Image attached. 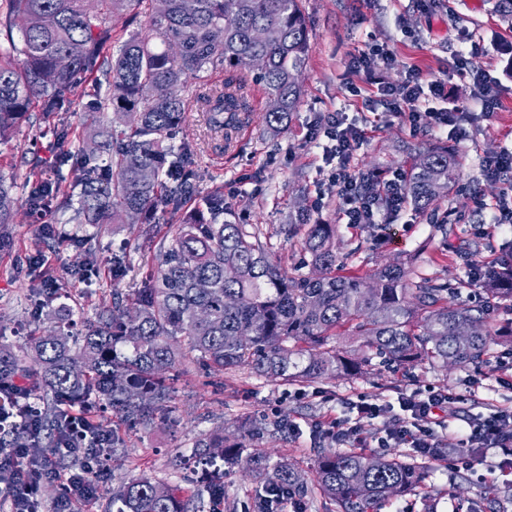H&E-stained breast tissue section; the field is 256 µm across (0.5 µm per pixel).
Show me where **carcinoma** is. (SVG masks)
<instances>
[{"label":"carcinoma","mask_w":512,"mask_h":512,"mask_svg":"<svg viewBox=\"0 0 512 512\" xmlns=\"http://www.w3.org/2000/svg\"><path fill=\"white\" fill-rule=\"evenodd\" d=\"M0 10V145L13 137L29 113L51 124L58 104L75 90V78L92 80V99L83 110L109 122L82 152L78 187L42 178L37 166L21 161L32 205L77 200L71 221L141 224V237L155 248V268L131 297L113 294L74 330L69 310L50 311L53 335L30 340V350L53 407L38 414L34 456L44 458L67 432L68 407L105 404L131 424L146 421L169 401L166 374L186 350L219 370L247 367L271 381L320 380L365 372L371 361L437 367L483 365L494 335L490 306L458 301L457 289L415 274L412 261L394 260L372 271L339 272L336 225L310 224L304 211L288 215L285 228L303 231L313 277L291 275L270 250L268 233L240 224L224 192L214 191L205 208L159 235L156 216L177 206L189 192L185 164L191 148L170 144L181 127L190 81L224 66V87L196 95L216 131L238 127L249 109L248 79L266 100L267 130L288 127L302 94V73L310 42L302 0H5ZM132 9L148 16L147 31L112 49V14ZM37 19L13 30L17 21ZM270 26L279 39L252 41L257 27ZM53 125V124H51ZM62 144L68 130L53 125ZM406 196L426 210L457 179V160L446 148L418 147ZM16 179L0 177V234L17 213ZM207 283V288L199 283ZM489 301L512 300V286L488 279ZM360 341L355 349L336 343V330ZM84 360L83 370L73 365ZM196 458L226 459L235 444L224 434L197 440ZM252 471L273 490L303 497L308 486L283 466L269 468L260 456ZM422 480L414 466L396 458L324 449L317 456L315 486L338 512H380L392 498ZM124 512H188L174 489L149 479L118 494Z\"/></svg>","instance_id":"1"}]
</instances>
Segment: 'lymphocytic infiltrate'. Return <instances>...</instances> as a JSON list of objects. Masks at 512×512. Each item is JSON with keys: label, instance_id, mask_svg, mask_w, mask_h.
<instances>
[{"label": "lymphocytic infiltrate", "instance_id": "obj_1", "mask_svg": "<svg viewBox=\"0 0 512 512\" xmlns=\"http://www.w3.org/2000/svg\"><path fill=\"white\" fill-rule=\"evenodd\" d=\"M479 44L455 52L452 73L460 80L471 81L475 93L471 102H455L451 106L421 113L420 103L426 93H440V86L424 89L420 76L407 72L399 88H385V95L393 99V112H407L411 128H418L422 121H430L442 132L464 138V123L470 106H477L485 116H492L498 107L494 83L485 74L470 65L471 55L477 54ZM325 135L332 142L331 153L339 167L332 175L336 188V210L340 219L357 227L363 224H389L406 204L403 175L386 177L380 172H363L353 164L356 152L365 140L363 131L343 126L341 119H333L325 130L310 128V138ZM11 427L33 434L38 418L31 403V390L25 380L17 379L6 384ZM449 396L447 392H433L427 397L412 393L400 400L401 415L388 416L385 405L376 400L361 398L355 409L358 419L383 418L382 429L387 440L394 445L413 448L423 457L434 456L439 448H478L493 451L506 461H512V411L501 410L485 418L468 421L465 428L449 429L447 422L439 420L436 411ZM69 432L60 448L61 454L80 456L88 463H95L101 454L99 432L93 428L85 411H69ZM28 451L24 448L9 449L0 459V485L8 491L11 512H38L37 483L44 480L59 483L61 488L59 512H87L97 497L98 479L87 470L61 473L58 468L43 469L32 474L27 468Z\"/></svg>", "mask_w": 512, "mask_h": 512}]
</instances>
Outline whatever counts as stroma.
<instances>
[{"label":"stroma","instance_id":"stroma-1","mask_svg":"<svg viewBox=\"0 0 512 512\" xmlns=\"http://www.w3.org/2000/svg\"><path fill=\"white\" fill-rule=\"evenodd\" d=\"M302 5L310 51L301 77V102L288 129L277 136L267 132L262 120L266 101L255 85L248 119L232 145L224 146L192 91H185L188 106L176 139L193 151L188 166L192 178L188 194L161 219V230L179 223L218 189L243 223L262 225L271 233L288 271L299 269L303 252L296 237L281 232L280 226L287 223L289 212L301 209L309 223L336 226L338 253L347 270L365 273L411 257L418 271L460 289L464 303L481 300L482 289L467 282L468 260L512 253V233L477 237L469 231L470 225L489 220L488 212L476 209V199L491 204L499 193L498 184L481 175L482 158L512 148V26L501 20L495 0H303ZM465 35L482 47L472 65L494 78L498 110L487 117L473 109L461 140L446 137L430 124L411 131L406 117L391 112L380 87L398 85L414 68L423 83L444 86L449 98H467L466 82L448 74ZM374 47L388 52L391 63L354 70V58ZM76 86L77 94L61 105L58 117L78 129L80 137L72 143L78 150L95 123L82 111L90 80L78 78ZM336 111L367 132L354 159L358 169L400 173L410 168L412 145L445 147L459 162L455 190L424 212L405 205L390 224L353 228L340 222L330 182L337 165L328 151L330 142L323 136L313 143L304 139L311 124ZM39 127L37 117H30L19 124L9 143L0 145L1 175H14L16 161L26 159L44 169L50 157L58 156L54 133H40ZM16 193L21 203L15 222L0 242V346L24 359L29 336L38 333L45 318L32 291L36 282L53 280L79 322L92 316L95 306L111 302L113 291L130 294L143 287L154 261L138 225L112 224L97 242L98 272L79 278L74 272L79 261L76 243L85 236L86 226L71 223L70 209L55 205L49 221L57 232L46 237L33 222L26 187ZM319 197L325 205L317 209L313 203ZM442 224L447 227L443 233L438 230ZM120 251L128 261L116 274L110 261ZM28 254L40 255L41 264L26 266ZM511 350L508 341L493 346L492 362L476 368L444 370L420 362L397 371L376 359L363 375L280 382L266 381L245 368H208L184 354L171 373L174 393L163 411L142 424L113 419L122 443L103 461L105 474L93 512H119V491L143 478L175 487L182 498L200 502L204 512H261L265 484L249 471V458L267 457L272 466L287 463L312 483L320 449L349 448L325 434L326 422L350 419V404L361 395L391 408L397 407L401 395L430 387L466 395V404H451L442 411L453 427L495 409H512V378L497 379L492 366ZM286 424L294 425L295 433L283 432ZM380 425L377 419L360 422L366 454L396 457L426 473L419 488L392 499L381 512H512V473L502 468L499 457L484 456L471 468L445 456L424 459L409 448L380 446L373 437ZM218 430L227 441L240 443L241 450L238 459L223 466L224 493L216 501L188 459L198 438Z\"/></svg>","mask_w":512,"mask_h":512}]
</instances>
